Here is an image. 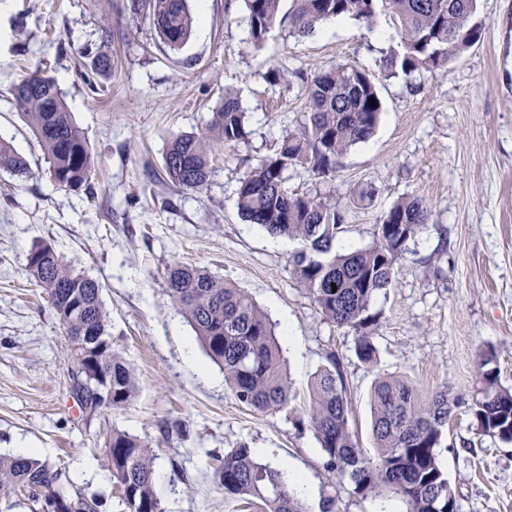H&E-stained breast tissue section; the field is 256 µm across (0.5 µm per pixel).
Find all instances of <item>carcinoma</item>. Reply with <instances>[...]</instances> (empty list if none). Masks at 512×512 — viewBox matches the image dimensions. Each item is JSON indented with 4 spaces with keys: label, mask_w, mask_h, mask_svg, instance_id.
<instances>
[{
    "label": "carcinoma",
    "mask_w": 512,
    "mask_h": 512,
    "mask_svg": "<svg viewBox=\"0 0 512 512\" xmlns=\"http://www.w3.org/2000/svg\"><path fill=\"white\" fill-rule=\"evenodd\" d=\"M282 0H245L250 43L260 48L277 24L288 23L299 37L310 35L331 18L348 17L370 26L377 13L387 11L397 20L402 51L383 57L388 76H410L422 70L443 69L481 39L474 21L476 0H292L281 13ZM133 15L146 13L170 49H180L190 38L194 17L189 0H127ZM107 31L97 42L82 46L88 77L112 72ZM305 120L284 136L273 154L252 167L240 182L237 207L241 216L272 237L296 240L300 249L289 259L293 278L311 295L322 313L356 336V355L376 360L373 341L382 313L373 298L391 287L395 265L427 223L428 210L416 197L402 198L375 227L373 245L346 254L336 253L343 232V211L336 193L299 195L285 187V172L301 168L323 180L333 177L338 160L354 145L375 133L382 102L374 79L350 64H338L307 82ZM13 103L32 129L49 163L51 178L70 191H91L94 156L72 118L55 80L35 71L10 88ZM248 136L245 112L231 93L212 112L204 130L182 134L168 145L163 171L185 190L203 189L212 173L217 152ZM0 168L22 178L30 174L26 160L0 141ZM28 269L45 288L71 342V391L81 408L96 414L125 407L134 395L132 369L112 349L102 285L67 266L48 243L32 247ZM167 290L202 344L207 356L224 372L237 400L252 410L285 407L290 382L276 326L242 290L198 267L176 263L167 273ZM90 326L93 336L80 335ZM99 349L98 364L112 379V401L106 403L95 379L87 377L85 348ZM483 359L481 389L468 409L478 434L512 443V390L500 384ZM314 375L309 405L296 415V424L308 425L325 455L329 478L349 479L363 497L396 496L403 512H448L455 497L438 459L437 448L458 399L444 386L430 395L406 379L380 376L371 394L375 455L358 447L349 428L350 406L336 356ZM112 453L106 455L110 479L121 486L127 512H164L155 490L153 448L138 437L113 428L106 434ZM224 490L263 502L267 512H307L290 492L279 470L260 462L251 448L240 444L224 453L218 467ZM24 491L35 512H108V500L71 490L67 475L30 456H0V500Z\"/></svg>",
    "instance_id": "obj_1"
}]
</instances>
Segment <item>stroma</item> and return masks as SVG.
I'll return each instance as SVG.
<instances>
[{"mask_svg":"<svg viewBox=\"0 0 512 512\" xmlns=\"http://www.w3.org/2000/svg\"><path fill=\"white\" fill-rule=\"evenodd\" d=\"M125 0H0V140L29 162L19 179L0 170V455L30 449L68 474L77 490L105 494L122 512L108 478L102 432L118 428L154 448L156 490L165 512H263L225 493L216 456L247 444L263 462L298 472L310 512L334 498L335 512H402L396 497L364 499L329 480L313 434L295 424L316 371L335 355L351 401L350 428L373 455L370 395L395 375L429 393L460 399L439 459L457 512H512V443L478 434L468 406L479 367L493 353L512 388V0H478L479 42L447 68L407 77L380 74L399 51L398 24L379 12L373 28L355 20L321 24L297 37L271 29L252 48L244 0H190L189 41L170 50L152 21L130 16ZM111 31L110 78L87 85L76 50ZM339 62L375 76L380 125L341 158L324 181L285 172L298 194L335 191L344 215L337 252L374 241L383 214L420 197L428 223L397 262L392 288L378 294L377 360L355 352L356 337L330 322L294 280L298 242L271 240L237 209L241 178L304 120L306 81ZM55 78L95 160L91 192L59 187L10 87L34 70ZM287 80H270L271 71ZM232 91L248 137L220 150L202 190L163 174L169 142L204 129ZM371 187V202L353 193ZM52 244L71 268L95 278L110 317L113 349L131 365L129 405L96 415L74 399L71 344L48 293L28 271V254ZM208 270L248 294L276 323L291 382L289 407L241 405L206 355L166 285L174 263Z\"/></svg>","mask_w":512,"mask_h":512,"instance_id":"obj_1","label":"stroma"}]
</instances>
